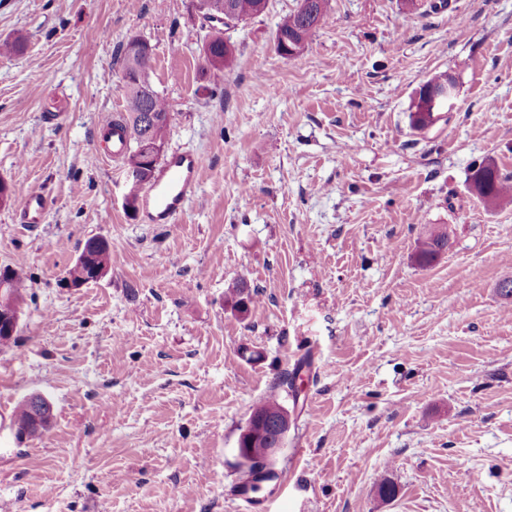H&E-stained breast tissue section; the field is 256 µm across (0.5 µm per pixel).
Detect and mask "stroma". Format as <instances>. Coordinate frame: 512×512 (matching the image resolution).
I'll list each match as a JSON object with an SVG mask.
<instances>
[{
    "label": "stroma",
    "mask_w": 512,
    "mask_h": 512,
    "mask_svg": "<svg viewBox=\"0 0 512 512\" xmlns=\"http://www.w3.org/2000/svg\"><path fill=\"white\" fill-rule=\"evenodd\" d=\"M297 5L227 30L216 70L192 0H0V41L24 40L0 56V269L27 284L0 346V512H248L237 440L294 370L269 512H512V205L470 190L475 163L512 174V0H331L284 58ZM133 34L174 114L165 151L202 158L174 224L127 210L126 162L91 160ZM444 72L453 108L414 128ZM32 187L49 199L34 229L15 220ZM434 228L450 246L423 266ZM91 238L108 269L68 287ZM241 276L260 291L243 315ZM36 393L52 426L17 442L10 416ZM300 1H304L306 5L303 11L298 10ZM330 2V0H299L297 8L285 15L277 26L274 36L277 53L288 58L299 55L327 14ZM282 47L287 49V53L281 52ZM288 47L294 49L293 56H289ZM214 32L202 45L204 60L213 68L224 67L232 55V45L224 38L223 29L212 25Z\"/></svg>",
    "instance_id": "35a3bbf8"
}]
</instances>
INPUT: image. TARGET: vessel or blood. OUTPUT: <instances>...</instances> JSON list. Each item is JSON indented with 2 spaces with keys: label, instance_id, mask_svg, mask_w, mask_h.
Masks as SVG:
<instances>
[{
  "label": "vessel or blood",
  "instance_id": "1",
  "mask_svg": "<svg viewBox=\"0 0 512 512\" xmlns=\"http://www.w3.org/2000/svg\"><path fill=\"white\" fill-rule=\"evenodd\" d=\"M100 149L98 158L118 160L124 156L129 141L121 122L112 116L104 117L98 124ZM201 159L197 154L172 151L161 162L154 179L145 186L140 197L143 223L174 224L184 213L187 203L198 190ZM48 203L42 191L36 188L24 194L20 210L22 223H44Z\"/></svg>",
  "mask_w": 512,
  "mask_h": 512
}]
</instances>
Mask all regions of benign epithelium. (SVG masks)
<instances>
[{
  "label": "benign epithelium",
  "mask_w": 512,
  "mask_h": 512,
  "mask_svg": "<svg viewBox=\"0 0 512 512\" xmlns=\"http://www.w3.org/2000/svg\"><path fill=\"white\" fill-rule=\"evenodd\" d=\"M457 84L453 78H448V84L431 90L428 96V106L433 112L450 110L457 97ZM291 427L289 413L274 416L250 415L244 429L241 431L236 448V464L247 469L255 463H260L263 469L274 467L280 447L272 444L268 432L275 431L277 438L283 439Z\"/></svg>",
  "instance_id": "1"
}]
</instances>
